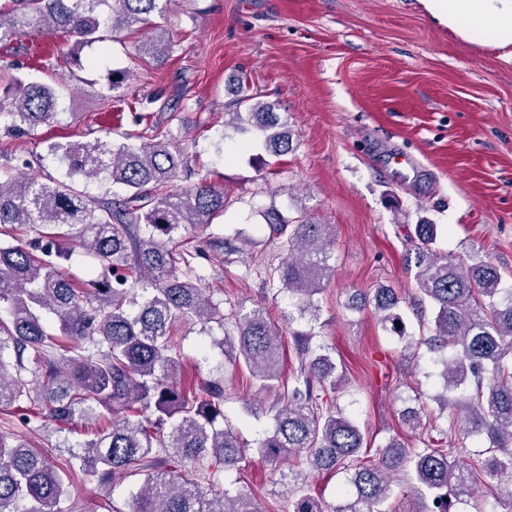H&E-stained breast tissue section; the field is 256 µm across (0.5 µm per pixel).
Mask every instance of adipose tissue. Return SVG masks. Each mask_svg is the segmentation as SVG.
Returning <instances> with one entry per match:
<instances>
[{"label": "adipose tissue", "mask_w": 512, "mask_h": 512, "mask_svg": "<svg viewBox=\"0 0 512 512\" xmlns=\"http://www.w3.org/2000/svg\"><path fill=\"white\" fill-rule=\"evenodd\" d=\"M430 18L465 41L512 45V0H423Z\"/></svg>", "instance_id": "obj_1"}]
</instances>
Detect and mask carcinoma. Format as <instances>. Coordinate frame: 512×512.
I'll return each mask as SVG.
<instances>
[{
    "label": "carcinoma",
    "mask_w": 512,
    "mask_h": 512,
    "mask_svg": "<svg viewBox=\"0 0 512 512\" xmlns=\"http://www.w3.org/2000/svg\"><path fill=\"white\" fill-rule=\"evenodd\" d=\"M165 11L163 0H11L0 7V42L52 28L76 43L102 40L103 29H143ZM138 50L158 64L169 57L171 41L154 27ZM56 90L16 78L0 98V112L13 130L33 131L57 115ZM226 125L251 134L266 152L280 156L293 150L288 120L274 105L239 87ZM50 152L66 167V177L47 184L35 177L0 181V235L15 243L0 245V408L28 401L44 403L50 418L63 426L108 419L87 441L84 451L61 466L28 442L0 435V512H62L70 496V477L80 473L106 485L129 474L143 482L128 502V512H258L245 490L230 494L203 483L194 474L212 466L239 470L247 454L277 461L291 457L284 486L293 496L292 512H384L392 479L400 474L424 501L422 512H456L458 504L479 501L484 486L493 498L490 512H512V289L501 283L489 261H466L434 248L438 225L423 218L414 225L417 313L428 317L431 335L421 339L441 393L439 413L430 428L451 435L438 448H410L398 437L370 448L360 428L338 407L323 408L320 393L341 381L330 349L313 342L319 306L315 296L330 278V240L325 224L305 213L286 217L261 211L277 232H289L286 256L268 275L288 294V320L307 328L290 331L301 358L299 370L281 373L283 339L264 307L231 315L224 356L266 390L276 393L266 408L272 429L252 448L224 423V383L197 388L176 386L179 363L168 336L183 319L224 326L221 303L178 274L191 270L193 255L173 248L188 225L204 226L224 214V191L201 179L173 192L169 183L185 165L183 155L166 142L140 145L94 139L55 143ZM120 186V199L89 197L75 188V178ZM35 234L31 246L18 230ZM78 244L92 255L100 272L72 283L60 266ZM136 277L142 293L129 287ZM402 298L384 285L372 295H352L347 308L370 306L382 329L413 347L406 333ZM57 318L59 333L47 330L42 313ZM455 412L447 428L441 413ZM484 433L490 446L485 458L463 465L469 436ZM342 471L354 492L340 493L344 503L328 508L313 496L300 467Z\"/></svg>",
    "instance_id": "obj_1"
}]
</instances>
